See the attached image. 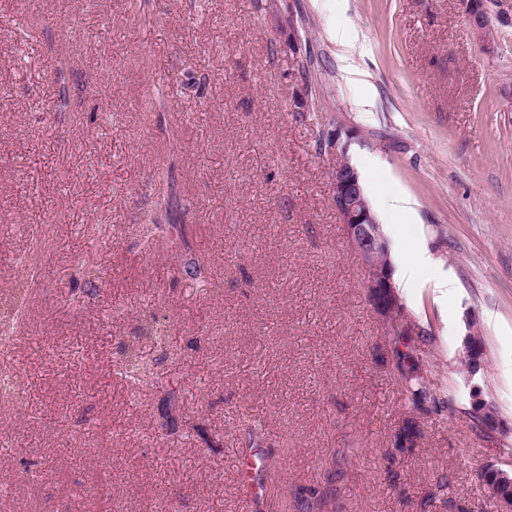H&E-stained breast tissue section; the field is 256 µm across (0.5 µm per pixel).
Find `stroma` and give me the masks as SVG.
Listing matches in <instances>:
<instances>
[{
	"instance_id": "obj_1",
	"label": "stroma",
	"mask_w": 512,
	"mask_h": 512,
	"mask_svg": "<svg viewBox=\"0 0 512 512\" xmlns=\"http://www.w3.org/2000/svg\"><path fill=\"white\" fill-rule=\"evenodd\" d=\"M10 4L0 314L21 294L26 318L0 347L24 398L0 404V512H242L246 448L266 465L257 512H301L313 488L311 512H506L478 474L512 470V14L492 12L489 52L461 0ZM334 30L356 38L358 79ZM339 127L391 258L422 257L399 295L442 410L415 417L409 453L330 201ZM398 193L412 214L387 210ZM156 221L168 243L149 250ZM201 256L203 293L184 272ZM134 352L153 369L135 393L117 372Z\"/></svg>"
}]
</instances>
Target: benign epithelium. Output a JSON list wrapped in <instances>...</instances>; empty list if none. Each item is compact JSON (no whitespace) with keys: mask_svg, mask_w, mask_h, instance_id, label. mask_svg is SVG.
<instances>
[{"mask_svg":"<svg viewBox=\"0 0 512 512\" xmlns=\"http://www.w3.org/2000/svg\"><path fill=\"white\" fill-rule=\"evenodd\" d=\"M481 0L477 13L465 11L468 25L485 48V32L492 29L489 3ZM352 131H336L328 137L325 147L336 156L330 172L331 204L344 226L346 239L352 252L358 257L365 272L367 300L382 326L386 336H414L416 327L407 316L394 283V268L391 264L388 244L375 214L364 194L360 175L347 156V140ZM496 475L491 493L503 503L512 499V473L490 468Z\"/></svg>","mask_w":512,"mask_h":512,"instance_id":"7a95c632","label":"benign epithelium"}]
</instances>
